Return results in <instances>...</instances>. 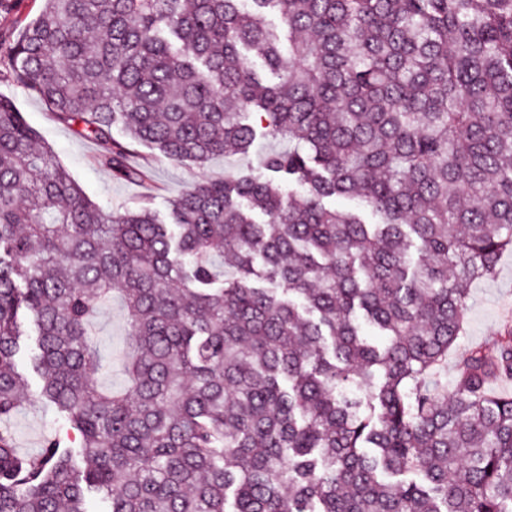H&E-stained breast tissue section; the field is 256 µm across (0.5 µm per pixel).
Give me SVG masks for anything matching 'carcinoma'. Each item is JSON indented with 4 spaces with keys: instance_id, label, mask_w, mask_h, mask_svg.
<instances>
[{
    "instance_id": "cac0c4a2",
    "label": "carcinoma",
    "mask_w": 512,
    "mask_h": 512,
    "mask_svg": "<svg viewBox=\"0 0 512 512\" xmlns=\"http://www.w3.org/2000/svg\"><path fill=\"white\" fill-rule=\"evenodd\" d=\"M41 2L10 73L113 178H149L116 124L199 167L250 154L253 111L291 147L166 219L107 212L0 97V512H512V395L489 391L512 331L444 379L469 285L512 251V0ZM115 291L123 392L91 333ZM31 325L77 443L24 454Z\"/></svg>"
}]
</instances>
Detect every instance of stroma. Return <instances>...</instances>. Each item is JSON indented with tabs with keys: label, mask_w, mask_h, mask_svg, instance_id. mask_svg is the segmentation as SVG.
I'll return each instance as SVG.
<instances>
[{
	"label": "stroma",
	"mask_w": 512,
	"mask_h": 512,
	"mask_svg": "<svg viewBox=\"0 0 512 512\" xmlns=\"http://www.w3.org/2000/svg\"><path fill=\"white\" fill-rule=\"evenodd\" d=\"M0 97L14 102L39 138L51 148L55 160L70 172L93 201L107 210L133 208L148 201L158 212L167 213L171 201L192 185L259 172L266 153L288 147L286 140L268 135L257 138L249 156L218 155L205 166L197 167L173 162L156 150L134 144L130 147L129 161L147 167L151 178L142 184L124 182L113 179L110 171L96 163V143L57 123L41 99L13 81L8 59L3 55L0 56ZM467 317V331L458 339L454 353L449 355V364H456L459 356L471 347L487 341L506 327H512L511 251L501 256L493 278L473 283ZM125 329L123 300L116 293L94 322L92 330L99 343L116 354L123 345ZM10 425L17 434L19 448L28 452L41 448L45 437L63 432L51 412L27 403L20 407Z\"/></svg>",
	"instance_id": "1"
}]
</instances>
